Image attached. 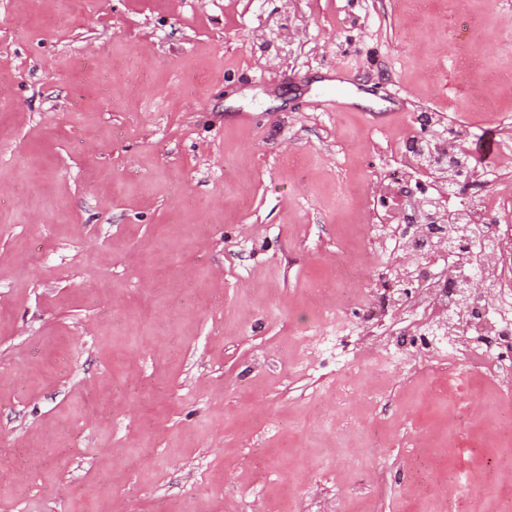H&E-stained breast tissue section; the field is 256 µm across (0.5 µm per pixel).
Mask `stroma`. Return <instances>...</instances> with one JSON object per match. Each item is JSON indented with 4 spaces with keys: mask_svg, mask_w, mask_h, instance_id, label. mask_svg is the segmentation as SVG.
<instances>
[{
    "mask_svg": "<svg viewBox=\"0 0 512 512\" xmlns=\"http://www.w3.org/2000/svg\"><path fill=\"white\" fill-rule=\"evenodd\" d=\"M336 66L360 109L316 107ZM485 66L512 0H0V512H448L475 478L506 512L512 339L459 365L367 231L421 223L451 131L512 189ZM335 281L336 303L339 306L360 299V295L357 293L359 288H353V285L359 281L358 270L353 262L336 263Z\"/></svg>",
    "mask_w": 512,
    "mask_h": 512,
    "instance_id": "1",
    "label": "stroma"
}]
</instances>
